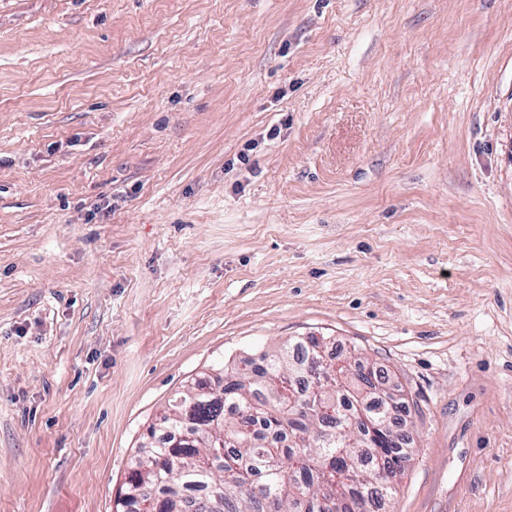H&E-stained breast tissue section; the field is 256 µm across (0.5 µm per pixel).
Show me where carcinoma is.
I'll use <instances>...</instances> for the list:
<instances>
[{
	"mask_svg": "<svg viewBox=\"0 0 512 512\" xmlns=\"http://www.w3.org/2000/svg\"><path fill=\"white\" fill-rule=\"evenodd\" d=\"M328 349L325 336L298 338L179 393L116 509L369 512L411 457L395 430L410 400L385 371L336 368Z\"/></svg>",
	"mask_w": 512,
	"mask_h": 512,
	"instance_id": "carcinoma-1",
	"label": "carcinoma"
}]
</instances>
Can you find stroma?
<instances>
[{"instance_id":"stroma-1","label":"stroma","mask_w":512,"mask_h":512,"mask_svg":"<svg viewBox=\"0 0 512 512\" xmlns=\"http://www.w3.org/2000/svg\"><path fill=\"white\" fill-rule=\"evenodd\" d=\"M311 335L417 404L380 512H512V0H0V512Z\"/></svg>"}]
</instances>
